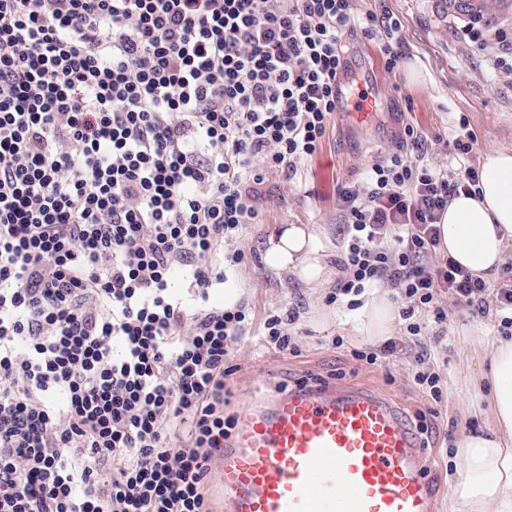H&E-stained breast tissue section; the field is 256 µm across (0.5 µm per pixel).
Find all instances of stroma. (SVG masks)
I'll return each instance as SVG.
<instances>
[{
	"instance_id": "stroma-1",
	"label": "stroma",
	"mask_w": 512,
	"mask_h": 512,
	"mask_svg": "<svg viewBox=\"0 0 512 512\" xmlns=\"http://www.w3.org/2000/svg\"><path fill=\"white\" fill-rule=\"evenodd\" d=\"M354 8L360 15L386 11L400 21L404 54L419 70L421 79L414 84L403 72H387L376 41L348 35L343 42L345 56L348 61L375 68L383 105L362 133L339 125L330 129L322 147L302 164L295 178L267 173L257 200L259 223L249 225L241 239L229 244L230 249L243 250L246 261L229 273L223 286L211 291L210 302L224 305V293L229 290L236 298H247L260 317L288 303H302L297 326L299 351L285 356L265 354L255 333L242 336L232 359L237 370L225 380L227 411L232 415L255 396L288 389L308 378L338 385L358 383L389 400L410 423L428 412L430 401L411 382L419 346L410 345L406 353L381 366L357 361L351 350L366 351L372 346L371 341L355 337L352 331L360 311L343 312L325 302L338 277L337 188L388 156L408 125L428 136V161L434 165L454 166L453 157L436 135L462 115L476 136L477 154L496 148L512 150V70L496 67L489 55L477 51L461 34L460 18L439 17L428 0H354ZM285 224H302L316 233L325 260L324 283H305L295 274L271 269L265 263L270 235ZM447 311L446 339L424 338L431 365L448 382L426 449L432 462L428 476L439 489L434 512H448L449 482L461 467L455 456L457 441L467 429L485 422L470 408L480 402L489 368L467 363L464 356H484L497 334L494 314L474 316L453 305ZM338 336L344 339L340 348L333 345Z\"/></svg>"
}]
</instances>
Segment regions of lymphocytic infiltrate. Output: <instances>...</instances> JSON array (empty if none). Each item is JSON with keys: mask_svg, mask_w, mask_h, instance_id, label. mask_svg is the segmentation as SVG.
<instances>
[{"mask_svg": "<svg viewBox=\"0 0 512 512\" xmlns=\"http://www.w3.org/2000/svg\"><path fill=\"white\" fill-rule=\"evenodd\" d=\"M356 30L399 69L400 21L353 0H0V512H212L233 346L255 328L296 353L300 307L259 319L210 292L245 259L227 245L259 223L267 172L294 177L320 149ZM475 143L459 119L442 169L409 125L339 185L326 301L390 288L406 323L354 359L443 324L444 297L479 316L494 295L512 332V281L439 252L449 202L479 183Z\"/></svg>", "mask_w": 512, "mask_h": 512, "instance_id": "1", "label": "lymphocytic infiltrate"}]
</instances>
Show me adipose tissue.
Here are the masks:
<instances>
[{"label": "adipose tissue", "instance_id": "1", "mask_svg": "<svg viewBox=\"0 0 512 512\" xmlns=\"http://www.w3.org/2000/svg\"><path fill=\"white\" fill-rule=\"evenodd\" d=\"M479 195L455 196L441 224V252L480 278L494 273L512 241V151L483 156ZM265 262L288 269L305 283L324 279L325 266L316 236L291 224L270 241ZM394 309L387 292L375 291L355 325L358 337L389 336ZM491 368L485 426L464 434L455 453L462 469L450 484L448 512H512V337L494 342L487 354Z\"/></svg>", "mask_w": 512, "mask_h": 512}]
</instances>
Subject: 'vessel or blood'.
I'll list each match as a JSON object with an SVG mask.
<instances>
[{
    "instance_id": "b4317fda",
    "label": "vessel or blood",
    "mask_w": 512,
    "mask_h": 512,
    "mask_svg": "<svg viewBox=\"0 0 512 512\" xmlns=\"http://www.w3.org/2000/svg\"><path fill=\"white\" fill-rule=\"evenodd\" d=\"M443 14L485 0H431ZM337 119L361 128L381 103L376 78L336 79ZM217 512H434L418 436L366 389L297 384L252 401L220 450L210 486Z\"/></svg>"
}]
</instances>
